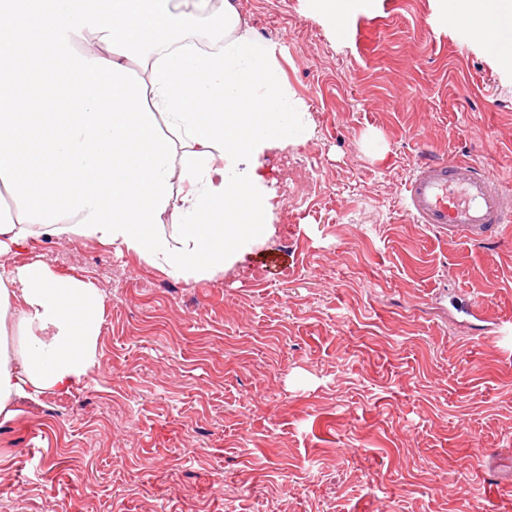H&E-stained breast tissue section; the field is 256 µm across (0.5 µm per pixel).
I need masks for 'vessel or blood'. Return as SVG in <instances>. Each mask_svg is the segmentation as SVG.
I'll list each match as a JSON object with an SVG mask.
<instances>
[{"mask_svg":"<svg viewBox=\"0 0 512 512\" xmlns=\"http://www.w3.org/2000/svg\"><path fill=\"white\" fill-rule=\"evenodd\" d=\"M407 211L452 240L492 242L512 223V193L474 163L433 159L404 185Z\"/></svg>","mask_w":512,"mask_h":512,"instance_id":"b4317fda","label":"vessel or blood"}]
</instances>
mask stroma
<instances>
[{
    "label": "stroma",
    "instance_id": "stroma-1",
    "mask_svg": "<svg viewBox=\"0 0 512 512\" xmlns=\"http://www.w3.org/2000/svg\"><path fill=\"white\" fill-rule=\"evenodd\" d=\"M235 5L312 125L267 159L271 232L199 282L74 236L0 255L104 298L87 381L0 417V512H512V225L455 241L403 204L426 159L512 191V58L441 0L336 34Z\"/></svg>",
    "mask_w": 512,
    "mask_h": 512
}]
</instances>
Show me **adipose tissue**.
Masks as SVG:
<instances>
[{
    "label": "adipose tissue",
    "instance_id": "ef3b65f1",
    "mask_svg": "<svg viewBox=\"0 0 512 512\" xmlns=\"http://www.w3.org/2000/svg\"><path fill=\"white\" fill-rule=\"evenodd\" d=\"M475 35L497 56L512 55V0H469ZM496 13V29L484 27ZM221 37L210 50L189 43L200 19ZM164 30L149 45L129 29ZM52 31V46L42 41ZM0 31L25 35L16 53L0 40V187L12 206L0 211V253L30 237L70 235L137 255L185 281L210 279L234 265L268 233L275 191L268 155L305 144L309 113L283 75L275 42L256 36L234 0H0ZM138 59L142 78L125 62ZM82 74L75 112L44 113L62 132L35 126L15 133L36 96L67 88ZM220 99L224 109L205 111ZM41 191H33L29 177ZM84 182L66 208L56 191L68 178ZM184 184L172 192V178ZM153 190L149 211L129 203L133 183ZM254 201L250 223L217 224L233 190ZM104 300L71 277L34 260L0 271V414L11 415L27 392L66 391L86 381L98 361Z\"/></svg>",
    "mask_w": 512,
    "mask_h": 512
}]
</instances>
